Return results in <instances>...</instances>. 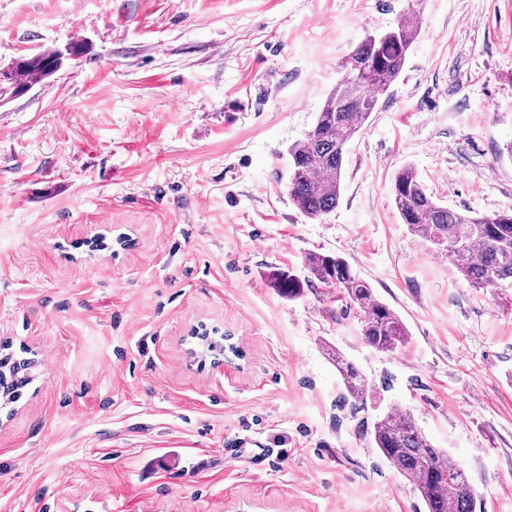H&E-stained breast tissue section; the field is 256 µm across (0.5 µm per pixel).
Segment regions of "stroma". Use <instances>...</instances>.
<instances>
[{
	"instance_id": "obj_1",
	"label": "stroma",
	"mask_w": 512,
	"mask_h": 512,
	"mask_svg": "<svg viewBox=\"0 0 512 512\" xmlns=\"http://www.w3.org/2000/svg\"><path fill=\"white\" fill-rule=\"evenodd\" d=\"M411 11L339 203L308 219L288 149L346 55ZM74 41L0 101V339L35 362L0 407V512H425L370 441L392 408L482 512H512V301L411 235L391 192L409 166L442 205L512 209V0H0V68ZM314 252L350 262L405 347L365 345L341 289L270 286ZM200 324L241 357L190 358ZM247 438L263 468L232 455ZM336 369L339 372L346 394L354 402H362L367 393V380L360 369L336 351Z\"/></svg>"
}]
</instances>
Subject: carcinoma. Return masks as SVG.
<instances>
[{
    "mask_svg": "<svg viewBox=\"0 0 512 512\" xmlns=\"http://www.w3.org/2000/svg\"><path fill=\"white\" fill-rule=\"evenodd\" d=\"M418 28L405 21L379 34L367 35L345 58L346 77L326 98L308 135L288 150L291 159L288 195L303 214L318 220L339 202L346 145L364 128L379 105V95L399 77ZM64 56L49 49L22 56L0 71V96L27 93L63 65ZM395 207L415 237L456 261V270L476 288L512 290V210L473 216L443 206L428 195L415 170L404 167L392 183ZM310 277L301 279L274 267L271 287L289 299L302 296L310 280L343 290L360 313V336L379 352H394L409 340L399 315L374 294L349 262L337 254L307 257ZM346 394L361 402L367 380L360 369L336 355ZM380 455L419 493L426 512H476L477 494L461 464L433 445L409 414L390 410L370 432Z\"/></svg>",
    "mask_w": 512,
    "mask_h": 512,
    "instance_id": "cac0c4a2",
    "label": "carcinoma"
}]
</instances>
